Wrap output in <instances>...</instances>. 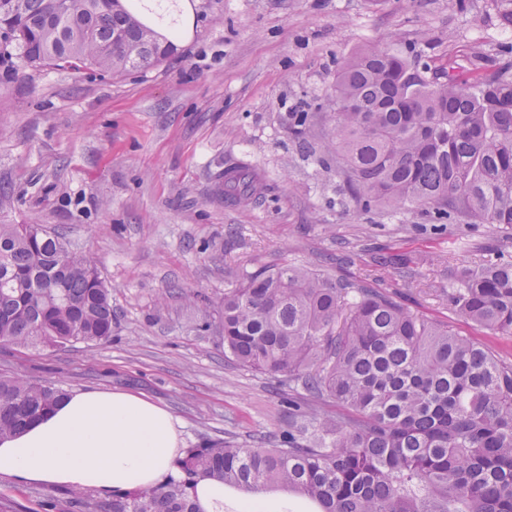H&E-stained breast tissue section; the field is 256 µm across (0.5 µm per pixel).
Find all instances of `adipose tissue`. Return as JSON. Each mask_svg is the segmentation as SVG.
Listing matches in <instances>:
<instances>
[{
    "instance_id": "adipose-tissue-1",
    "label": "adipose tissue",
    "mask_w": 512,
    "mask_h": 512,
    "mask_svg": "<svg viewBox=\"0 0 512 512\" xmlns=\"http://www.w3.org/2000/svg\"><path fill=\"white\" fill-rule=\"evenodd\" d=\"M179 452L166 408L134 393L88 389L0 440V474L109 493L161 483Z\"/></svg>"
}]
</instances>
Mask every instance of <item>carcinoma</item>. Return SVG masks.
I'll use <instances>...</instances> for the list:
<instances>
[{
  "mask_svg": "<svg viewBox=\"0 0 512 512\" xmlns=\"http://www.w3.org/2000/svg\"><path fill=\"white\" fill-rule=\"evenodd\" d=\"M174 47L110 0H0V54L29 66L122 74ZM331 141L343 189L370 213L419 209L429 221L512 226V76H475L418 52L374 44L336 75ZM317 113H288L308 142ZM224 201L256 200L243 162L215 173ZM461 315L512 335V260L456 274ZM224 352L300 380L346 413L293 402L271 448L211 441L188 448L161 484L112 492L96 512H200L209 479L250 495L279 486L319 512H512V364L363 280L292 265L245 275L217 310ZM112 336V290L90 255L41 224H0V342L53 347ZM68 392L0 375V439Z\"/></svg>",
  "mask_w": 512,
  "mask_h": 512,
  "instance_id": "carcinoma-1",
  "label": "carcinoma"
}]
</instances>
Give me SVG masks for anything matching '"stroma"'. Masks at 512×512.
I'll list each match as a JSON object with an SVG mask.
<instances>
[{"label": "stroma", "instance_id": "1", "mask_svg": "<svg viewBox=\"0 0 512 512\" xmlns=\"http://www.w3.org/2000/svg\"><path fill=\"white\" fill-rule=\"evenodd\" d=\"M192 27L161 64L118 77L0 61V224H40L91 254L112 288V338L91 347L0 344V374L74 392L142 394L181 445L272 447L300 383L243 367L210 328L226 288L291 264L369 282L512 363V336L463 318L455 272L512 259V226L432 224L357 210L330 141L336 72L371 44L512 74L490 0H191ZM322 111L311 151L288 113ZM244 162L264 197L232 205L218 161ZM0 512H80L67 489L0 474Z\"/></svg>", "mask_w": 512, "mask_h": 512}]
</instances>
